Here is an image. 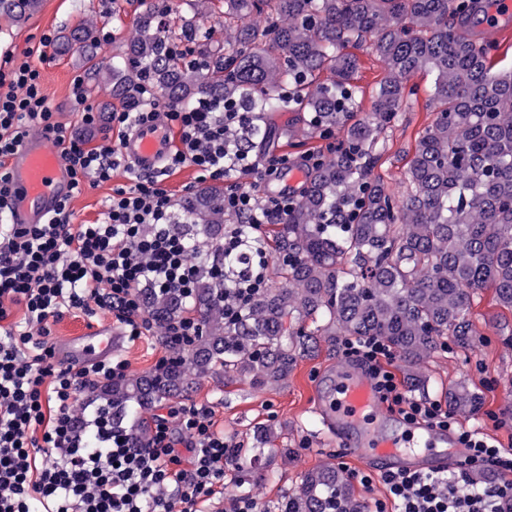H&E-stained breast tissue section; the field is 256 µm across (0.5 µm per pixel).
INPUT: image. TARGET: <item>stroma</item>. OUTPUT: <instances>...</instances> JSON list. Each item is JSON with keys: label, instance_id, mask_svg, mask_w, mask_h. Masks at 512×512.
<instances>
[{"label": "stroma", "instance_id": "35a3bbf8", "mask_svg": "<svg viewBox=\"0 0 512 512\" xmlns=\"http://www.w3.org/2000/svg\"><path fill=\"white\" fill-rule=\"evenodd\" d=\"M154 5H172L184 11L189 8L187 0H41L39 10L22 25L11 27L0 20V56L37 49L43 35L55 36L64 28L91 19L112 35L109 43L101 45L98 60L116 62L121 58L124 36L136 26L140 14ZM351 52L358 59L356 84L361 89L359 110L364 113L370 110L372 89L385 78L386 70L370 44L352 47ZM39 69L56 118L69 132L91 148L117 145V135L109 121L99 120L92 127L81 122L79 108L71 97L73 79H83L91 105L104 100L106 92L98 85L92 69L83 66L78 52L52 54ZM406 85L413 94L398 124L386 135L382 164L376 169L387 188L397 195L405 189L404 171L418 136L433 118L432 74H411ZM310 119V112L292 107L266 113L265 121L273 131L268 152L293 160L307 154H329L336 144L335 138L313 130ZM127 182L124 171L119 170L110 181L75 197L70 203L74 223L91 224L102 218L113 188ZM472 319L478 333L475 349L465 352L451 346L427 359L422 365L429 380L424 394L443 399L450 386L466 383L483 397L479 413L466 417V425L481 427L490 438L507 446L512 444V346L506 344L504 334L512 328V315L496 305L491 289L486 288L475 297ZM171 355V349L157 336L136 341L123 339L116 353L117 359L127 362V373L131 376L154 370L161 359ZM344 362L340 348L323 342L314 356L298 361L287 385L277 389L258 390L242 381H225L220 375L200 379L189 404L211 407L218 426L240 450L241 465L226 483L225 496L246 492L255 499L261 512H278L280 499L296 492L302 474L319 465L333 464L347 478L356 472H379V462L362 463L349 457L336 436L335 426L317 412L325 380ZM257 426L272 428L275 433L272 448L259 455L249 450L250 434ZM287 448L292 451L288 457L283 454Z\"/></svg>", "mask_w": 512, "mask_h": 512}]
</instances>
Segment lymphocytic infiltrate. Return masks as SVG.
Returning <instances> with one entry per match:
<instances>
[{
    "label": "lymphocytic infiltrate",
    "instance_id": "lymphocytic-infiltrate-1",
    "mask_svg": "<svg viewBox=\"0 0 512 512\" xmlns=\"http://www.w3.org/2000/svg\"><path fill=\"white\" fill-rule=\"evenodd\" d=\"M52 44L46 35L37 59L9 54L0 60L1 215L11 200L8 159L31 134L61 149L77 195L110 181L122 164L118 148L87 147L57 121L36 66ZM259 119L243 103L208 96L187 107L163 106L148 89L139 110L110 115L122 137L157 120L176 130L179 145L164 162L167 171L189 165L200 180L223 184L225 210L255 231L257 264L224 291L231 316L268 283L261 229L281 223L295 203L291 192L259 190L260 181L289 166L287 156L257 159L243 149ZM128 179L113 189L96 223H73L65 203L43 223L0 225V512H205L216 506L260 512L249 496H224V479L240 456L210 408L180 405L155 414L149 438L139 445L109 409L74 411L78 393L122 378L126 364L108 360L75 369L56 361L48 338L64 312L109 310L136 340L154 333L142 286L187 293L203 273L222 275L218 265L195 262L185 238L173 231L174 195L161 180L134 169ZM17 306L24 310L20 325L10 320ZM342 354L365 368L389 410L407 422L452 431L467 451L464 465L451 469L359 475L362 485L377 481L385 489L374 512H512L511 448L461 424L444 400L409 395L385 340L348 337ZM477 467L491 468L496 478L472 489L469 472Z\"/></svg>",
    "mask_w": 512,
    "mask_h": 512
}]
</instances>
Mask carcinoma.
Here are the masks:
<instances>
[{"instance_id": "1", "label": "carcinoma", "mask_w": 512, "mask_h": 512, "mask_svg": "<svg viewBox=\"0 0 512 512\" xmlns=\"http://www.w3.org/2000/svg\"><path fill=\"white\" fill-rule=\"evenodd\" d=\"M161 23L146 11L128 35L125 64L98 70L109 99L133 107L144 88L159 102L186 106L201 95L237 100L260 112L293 106L313 113L314 127L345 137L307 176L295 207L276 225L278 281L262 289L241 315L224 317V289L208 276L190 296L141 289L145 313L167 326L189 313L201 334L174 349L154 371L109 381L97 391L120 418L189 394L202 377L222 373L255 388L288 381L298 360L319 341L338 336L386 339L414 390L427 386L420 365L450 339L467 351L477 335L475 294L494 290L512 312V69L495 71L486 49L467 31L485 16L483 0H224V43L198 18ZM40 0H0V19L25 22ZM387 75L358 108L351 83L356 59L346 52L365 40ZM92 23L60 32L58 45L97 56ZM323 71L326 82H315ZM434 74V117L407 163L406 189L393 195L374 173V151L405 103L403 80ZM288 89L291 99L280 97ZM181 207L186 240L201 233L219 244L231 214L224 187L200 189ZM241 253L224 257L229 276L247 266ZM483 398L459 384L450 409L474 414ZM280 512H366L334 466L304 472Z\"/></svg>"}]
</instances>
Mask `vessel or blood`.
<instances>
[{
    "label": "vessel or blood",
    "mask_w": 512,
    "mask_h": 512,
    "mask_svg": "<svg viewBox=\"0 0 512 512\" xmlns=\"http://www.w3.org/2000/svg\"><path fill=\"white\" fill-rule=\"evenodd\" d=\"M120 150L138 171H161L172 150L166 125L154 122L138 127ZM10 171L14 188L10 223H42L71 193L69 164L43 137L32 136L21 143L11 158ZM122 336L121 330L105 322L57 342V357L64 365L82 368L111 358ZM323 408L344 432L342 445L355 460L376 456L387 460L388 471L413 473L432 470L441 457L454 463L464 459V448L446 431L404 422L394 435L382 433L379 394L367 375L350 368L337 372Z\"/></svg>",
    "instance_id": "1"
}]
</instances>
